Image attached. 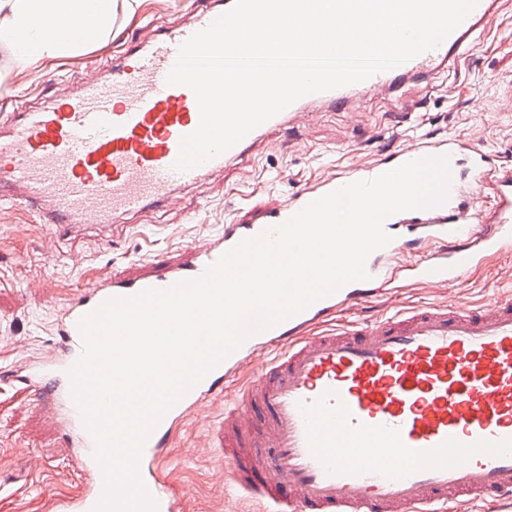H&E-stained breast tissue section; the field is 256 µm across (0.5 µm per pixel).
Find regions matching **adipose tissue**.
<instances>
[{
  "label": "adipose tissue",
  "instance_id": "obj_1",
  "mask_svg": "<svg viewBox=\"0 0 512 512\" xmlns=\"http://www.w3.org/2000/svg\"><path fill=\"white\" fill-rule=\"evenodd\" d=\"M133 0H0V42L11 47L17 65L79 51L88 38L112 29L118 10H133ZM90 37L75 34V27Z\"/></svg>",
  "mask_w": 512,
  "mask_h": 512
}]
</instances>
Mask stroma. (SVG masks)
I'll use <instances>...</instances> for the list:
<instances>
[{"instance_id":"stroma-1","label":"stroma","mask_w":512,"mask_h":512,"mask_svg":"<svg viewBox=\"0 0 512 512\" xmlns=\"http://www.w3.org/2000/svg\"><path fill=\"white\" fill-rule=\"evenodd\" d=\"M199 6V0H141L135 12L118 13L107 38L25 67L0 43V90L21 108L45 105L118 58L145 26L181 25ZM454 132L472 136L493 166H512V0H497L493 22L431 86L374 96L353 112L337 107L309 114L277 134L276 149H260L247 163L180 191L176 205L131 214L106 230L89 225L73 237L28 206L0 203V512H53L55 500L85 486L50 399L5 379L22 361L55 352L65 303L96 281L202 245L224 225L262 218L323 177L392 154L420 135ZM511 291L512 253L504 252L448 287L397 288L341 310L324 326L368 323L392 309L432 303L476 304ZM256 372V362L245 363L225 381L222 396L189 413L161 448L159 469L180 498L179 512H253L246 493L227 492L224 455L213 448L208 429L223 418L225 397L241 392Z\"/></svg>"}]
</instances>
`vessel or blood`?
Listing matches in <instances>:
<instances>
[{"label":"vessel or blood","mask_w":512,"mask_h":512,"mask_svg":"<svg viewBox=\"0 0 512 512\" xmlns=\"http://www.w3.org/2000/svg\"><path fill=\"white\" fill-rule=\"evenodd\" d=\"M211 0L177 27L148 32L106 69L51 106L0 116V201L21 200L47 224L74 232L107 228L127 214L168 205L178 191L225 166L244 162L300 113L347 107L376 93L430 82L451 68L473 32L493 16L494 0L477 6L438 47L404 64L334 90L306 95L262 123L226 152L177 171L182 137L196 130L194 92L166 77L179 47L232 8ZM450 158L452 186L436 207L391 215L392 241L370 255L368 280L345 285L284 322L248 337L161 418L143 452L155 454L174 424L218 396L225 377L247 357L276 344L224 419L211 429L235 488L271 512H453L483 500L512 512V299L474 306L427 305L373 324L312 333L334 310L408 280L430 286L458 282L490 254L512 251V168L499 169L496 205L484 215L475 199L488 154L470 136L425 138L296 193L262 220L225 225L206 245L179 259L145 265L132 277L93 283L66 304L61 347L40 363L25 362L9 378L46 392L62 418L87 483L59 502L58 512H93L104 490L93 440L73 401L69 369L81 354L78 322L103 302L164 289L201 276L245 238L283 223L309 203L428 156ZM431 252L411 260V247ZM157 512H177L154 472L142 475Z\"/></svg>","instance_id":"obj_1"}]
</instances>
